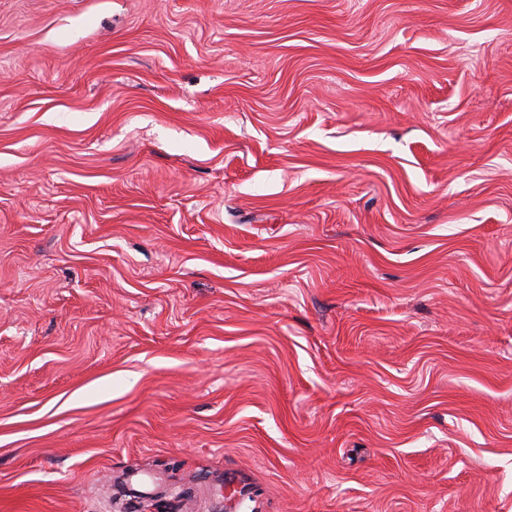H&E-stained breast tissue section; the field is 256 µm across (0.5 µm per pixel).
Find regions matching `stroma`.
Here are the masks:
<instances>
[{
	"label": "stroma",
	"mask_w": 512,
	"mask_h": 512,
	"mask_svg": "<svg viewBox=\"0 0 512 512\" xmlns=\"http://www.w3.org/2000/svg\"><path fill=\"white\" fill-rule=\"evenodd\" d=\"M512 512V0H0V512Z\"/></svg>",
	"instance_id": "35a3bbf8"
}]
</instances>
